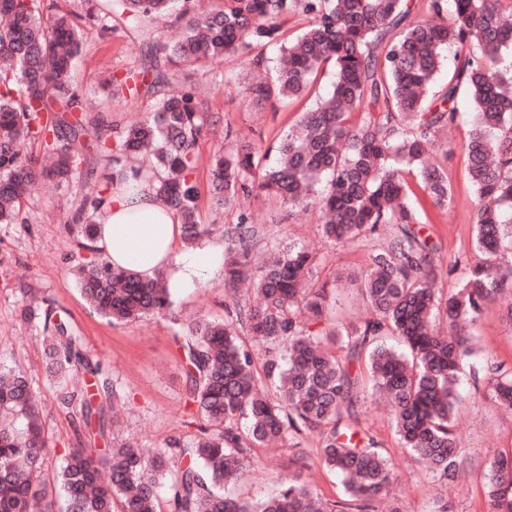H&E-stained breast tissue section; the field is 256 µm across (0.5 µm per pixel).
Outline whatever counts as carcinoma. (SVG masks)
Returning <instances> with one entry per match:
<instances>
[{
    "label": "carcinoma",
    "instance_id": "carcinoma-1",
    "mask_svg": "<svg viewBox=\"0 0 512 512\" xmlns=\"http://www.w3.org/2000/svg\"><path fill=\"white\" fill-rule=\"evenodd\" d=\"M429 0L428 16L410 19L407 0H222L194 13L183 0H102L89 16L102 28L133 20L181 24L174 42L147 48L140 66L108 80L112 95L154 99L151 115L116 131L102 112H90L72 83L82 33L72 14L47 0H0V224L20 220L22 201L40 178L93 180L86 150L112 140L114 166L107 187L158 177L156 198L176 210L183 242L224 241V288L248 286L251 299L224 320L183 322L173 309L168 274L152 280L117 270L90 242L96 225L86 208L71 217L78 251L76 282L105 317L147 316L169 322L185 361L183 433L167 449L144 453L132 443L98 453L73 448L53 484L37 481L46 463L41 408L23 373L0 364V512H162L158 491L169 468V512H336L296 470L278 494L261 500L235 497L228 485L244 474L251 451L313 433L323 464L340 474L358 512L389 495L393 470L373 439L356 429L355 390L369 376L372 394L392 406L401 447L425 459L438 480H455L461 462L454 433L456 385L473 355L468 329L484 303L512 290V2ZM306 24L283 37L292 18ZM279 41L272 74L259 48ZM456 48L447 87L431 91L443 51ZM248 55L254 73L243 87L255 108L273 99L308 94L319 76L334 70L333 90L304 112L278 142L276 161L262 164L260 150L242 138L212 164V200L237 206L252 191L292 207L315 205L323 236L340 244L375 238L396 228L384 247L370 249L367 266L350 278L372 317L338 324L329 316L328 282L305 247L287 243L259 248L248 216L229 227L198 221L199 188L192 173L196 146L207 132L196 92L164 93L168 65L223 62ZM473 112L464 152L477 195L479 262L455 291L435 288V245L422 235L424 203L445 209L451 186L431 161L440 135L457 120L460 91ZM416 173L424 201L406 175ZM43 315L46 347L57 376L56 396L79 408L83 423L98 420L105 436L104 404L65 384L73 372L96 376L100 365L81 351L64 316L53 308L23 307ZM442 316L451 331L437 330ZM245 332L247 344L240 338ZM398 337L405 352L380 344ZM489 396L512 409V372L492 369ZM486 512H512V457L494 458L486 472Z\"/></svg>",
    "mask_w": 512,
    "mask_h": 512
}]
</instances>
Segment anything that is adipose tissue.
Segmentation results:
<instances>
[{"label": "adipose tissue", "instance_id": "obj_1", "mask_svg": "<svg viewBox=\"0 0 512 512\" xmlns=\"http://www.w3.org/2000/svg\"><path fill=\"white\" fill-rule=\"evenodd\" d=\"M97 214L95 246L113 267L133 271L145 280L171 269L169 285L178 291L198 287L224 267L222 253L212 247L182 250L179 216L154 202L148 184L134 190L113 186Z\"/></svg>", "mask_w": 512, "mask_h": 512}]
</instances>
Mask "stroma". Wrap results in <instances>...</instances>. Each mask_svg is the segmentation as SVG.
I'll return each mask as SVG.
<instances>
[{"mask_svg": "<svg viewBox=\"0 0 512 512\" xmlns=\"http://www.w3.org/2000/svg\"><path fill=\"white\" fill-rule=\"evenodd\" d=\"M60 9L79 14L84 32L82 51L73 70L80 91L123 124L147 118L149 98H107L101 87L105 71L123 74L140 65L142 53L158 35L157 26H118L111 32L86 17L83 0H59ZM244 58L224 63L206 62L190 72L172 73L167 92L177 94L189 86L203 84L207 93L201 104L208 123L218 127L213 137L201 138L196 149L193 178L199 188L198 213L203 224H234L246 214L260 225L266 241L281 239L299 243L321 260V279L335 280L332 315L339 322H351L369 315L361 294L346 277L367 264L369 244L352 242L336 245L326 240L318 227L315 210L288 207L281 200L251 194L243 210L216 209L210 194V160L214 151L231 149L233 134L246 136L258 148L267 149L284 136L312 105V98L275 100L262 111H253L241 94L247 79ZM461 116L449 133L446 150L438 151L437 165L448 175L452 201L448 209L428 208L423 231L436 246L435 260L442 270L437 281L440 293L452 291L470 266L478 260L474 245L476 196L467 174L462 150L470 130L468 97L459 101ZM81 182H44L23 204L24 222L0 224V362L22 371L43 406V433L49 456L42 473L53 481L56 468L70 448L89 444L98 449L110 443L133 442L144 450L163 447L181 432L185 391L182 359L171 340L168 323L145 318L111 323L95 313L82 296L74 276L78 254L74 248L71 216L85 199ZM174 308L183 320L204 315L220 319L229 299L224 293V277L207 279L189 293H175ZM52 306L63 312L82 350L100 363L110 387L117 422L111 433L99 436L86 427L78 413L59 407L55 398L57 378L50 369L43 342L44 327L39 320H25V304ZM472 343L477 353L473 367L483 360L503 364L512 370V324L504 317L497 300L488 301L473 327ZM460 402L454 426L459 437V455L464 461L461 476L453 483L438 482L430 466L401 448L391 427L389 407L365 399L358 402V428L383 448L395 473L396 496L375 504V512L400 507L401 512H434L438 501L448 504V512H484L485 473L490 460L512 454V410L501 408L486 389L475 388L471 372L465 373L458 388ZM252 466L232 492L240 497L274 495L288 472L302 471L325 500L343 502L340 477L326 469L314 436H293L286 443L257 448L251 453Z\"/></svg>", "mask_w": 512, "mask_h": 512, "instance_id": "stroma-1", "label": "stroma"}]
</instances>
